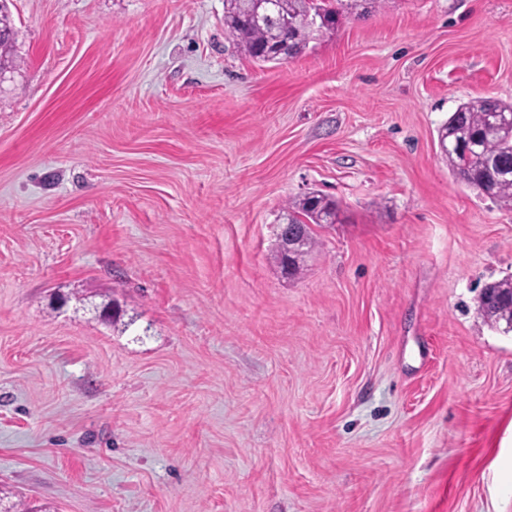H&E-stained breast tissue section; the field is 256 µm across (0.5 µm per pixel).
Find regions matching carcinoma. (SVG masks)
Segmentation results:
<instances>
[{
    "mask_svg": "<svg viewBox=\"0 0 512 512\" xmlns=\"http://www.w3.org/2000/svg\"><path fill=\"white\" fill-rule=\"evenodd\" d=\"M383 0H275L277 11L289 19L288 25L273 30L251 24V0H237V20L224 26V35L249 59L266 62L264 50L272 42L290 44L292 56L301 54L313 39L315 31L305 20L311 13L322 16L321 29L336 27L342 13L361 9V14L381 5ZM448 136V151L444 156L448 168L457 179L470 188L490 190V199L512 206V103L480 98L461 104L439 130ZM289 219L296 224H334L338 206L329 197L312 192L287 205ZM307 253L286 257L276 254L279 270H289V276H300L305 268Z\"/></svg>",
    "mask_w": 512,
    "mask_h": 512,
    "instance_id": "1",
    "label": "carcinoma"
}]
</instances>
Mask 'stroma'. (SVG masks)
Returning <instances> with one entry per match:
<instances>
[{
	"label": "stroma",
	"instance_id": "1",
	"mask_svg": "<svg viewBox=\"0 0 512 512\" xmlns=\"http://www.w3.org/2000/svg\"><path fill=\"white\" fill-rule=\"evenodd\" d=\"M6 6L0 490L512 512V332L477 311L512 277V210L438 145L459 104L512 103V0H385L263 65L224 0ZM310 191L338 221L287 279L276 224Z\"/></svg>",
	"mask_w": 512,
	"mask_h": 512
}]
</instances>
